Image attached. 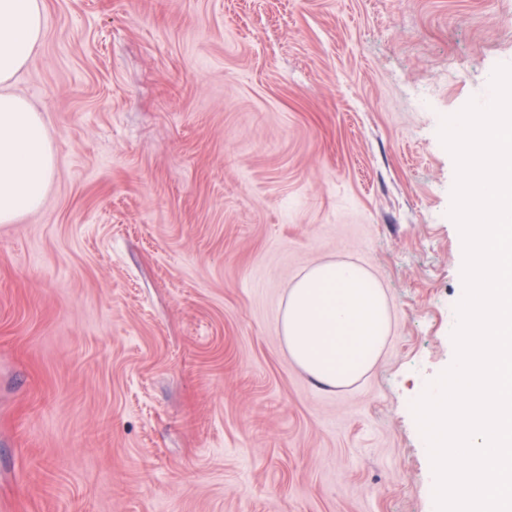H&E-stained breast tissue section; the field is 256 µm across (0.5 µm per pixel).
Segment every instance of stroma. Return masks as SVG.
I'll return each mask as SVG.
<instances>
[{
  "label": "stroma",
  "mask_w": 512,
  "mask_h": 512,
  "mask_svg": "<svg viewBox=\"0 0 512 512\" xmlns=\"http://www.w3.org/2000/svg\"><path fill=\"white\" fill-rule=\"evenodd\" d=\"M11 90L58 166L0 224V512H433L412 412L455 358L443 118L512 0H44ZM382 284L346 389L279 333L320 262Z\"/></svg>",
  "instance_id": "obj_1"
}]
</instances>
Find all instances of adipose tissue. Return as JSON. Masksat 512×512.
I'll return each mask as SVG.
<instances>
[{"mask_svg":"<svg viewBox=\"0 0 512 512\" xmlns=\"http://www.w3.org/2000/svg\"><path fill=\"white\" fill-rule=\"evenodd\" d=\"M43 0H0V223L38 210L56 156L41 113L9 92L44 36ZM391 316L379 283L351 261H327L289 288L280 334L289 355L318 385H353L377 362Z\"/></svg>","mask_w":512,"mask_h":512,"instance_id":"adipose-tissue-1","label":"adipose tissue"}]
</instances>
